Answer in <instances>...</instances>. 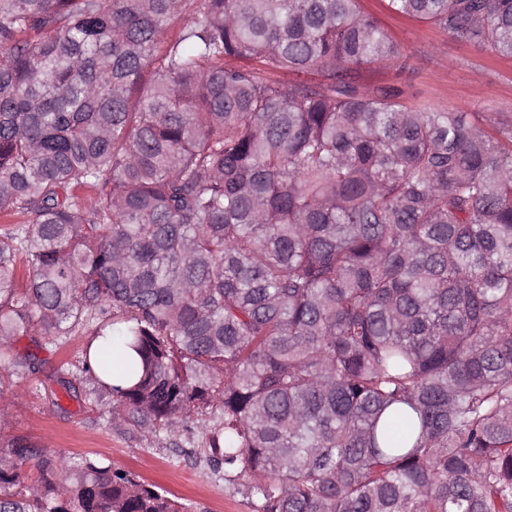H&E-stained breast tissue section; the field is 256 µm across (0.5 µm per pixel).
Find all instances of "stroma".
<instances>
[{
	"label": "stroma",
	"mask_w": 512,
	"mask_h": 512,
	"mask_svg": "<svg viewBox=\"0 0 512 512\" xmlns=\"http://www.w3.org/2000/svg\"><path fill=\"white\" fill-rule=\"evenodd\" d=\"M361 9L403 52L399 63L389 60L353 68L361 88L394 86L408 102L439 111L471 112L489 129L512 125V58L460 43L439 28L391 12L384 0H361ZM91 339L92 329L86 326L69 336L62 348L38 350L45 373L69 369L77 390L88 389L77 370ZM111 405L112 397L105 393L94 401L66 398L57 408L48 393L33 391L22 381L0 403V438L21 437L51 453L102 459L163 488L196 512H255L251 499L197 460L205 446L201 435L171 442L129 425L116 426L109 422Z\"/></svg>",
	"instance_id": "1"
}]
</instances>
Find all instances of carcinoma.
I'll list each match as a JSON object with an SVG mask.
<instances>
[{
    "mask_svg": "<svg viewBox=\"0 0 512 512\" xmlns=\"http://www.w3.org/2000/svg\"><path fill=\"white\" fill-rule=\"evenodd\" d=\"M386 2L512 57V0ZM401 54L359 0H0V400L92 324L109 421L256 512H512V126L351 77ZM0 512L192 506L17 437ZM108 346L110 345L102 343L101 339L93 340L89 350L88 366L105 385L125 386L129 383V379H118V375L113 374L107 367L106 356L103 354V350Z\"/></svg>",
    "mask_w": 512,
    "mask_h": 512,
    "instance_id": "carcinoma-1",
    "label": "carcinoma"
}]
</instances>
